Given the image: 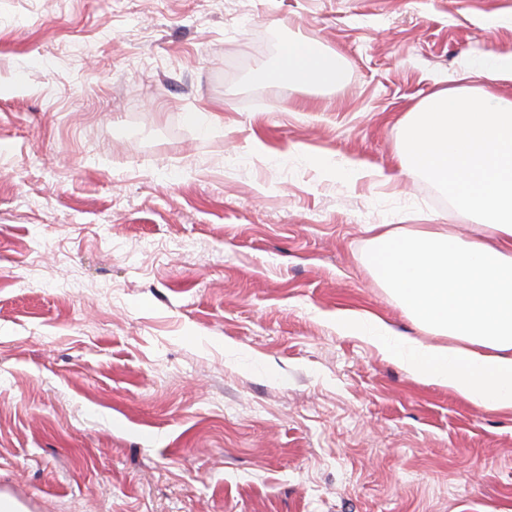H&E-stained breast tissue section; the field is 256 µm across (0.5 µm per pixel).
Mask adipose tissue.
Here are the masks:
<instances>
[{
  "label": "adipose tissue",
  "mask_w": 512,
  "mask_h": 512,
  "mask_svg": "<svg viewBox=\"0 0 512 512\" xmlns=\"http://www.w3.org/2000/svg\"><path fill=\"white\" fill-rule=\"evenodd\" d=\"M277 77L300 86L338 82L342 69L317 42L288 40ZM401 167L432 177L483 225L467 242L444 230L374 236L384 287L424 328L454 347L400 335L378 317L329 314L341 336H361L422 381L492 411L512 412V98L477 85L441 89L407 112Z\"/></svg>",
  "instance_id": "1"
}]
</instances>
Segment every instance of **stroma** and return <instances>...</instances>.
Segmentation results:
<instances>
[{
    "instance_id": "obj_1",
    "label": "stroma",
    "mask_w": 512,
    "mask_h": 512,
    "mask_svg": "<svg viewBox=\"0 0 512 512\" xmlns=\"http://www.w3.org/2000/svg\"><path fill=\"white\" fill-rule=\"evenodd\" d=\"M512 0H0V494L20 512H512V413L326 314L433 345L371 224L479 228L397 120L512 51ZM338 85L275 70L295 35ZM198 113L197 123L185 115ZM270 157L257 160L256 146ZM314 161L315 165L322 168L330 175L338 177L345 175L348 178H351L355 175L358 177L365 175L364 166L352 160H346L341 164L336 163L335 161H331L327 158H315Z\"/></svg>"
}]
</instances>
